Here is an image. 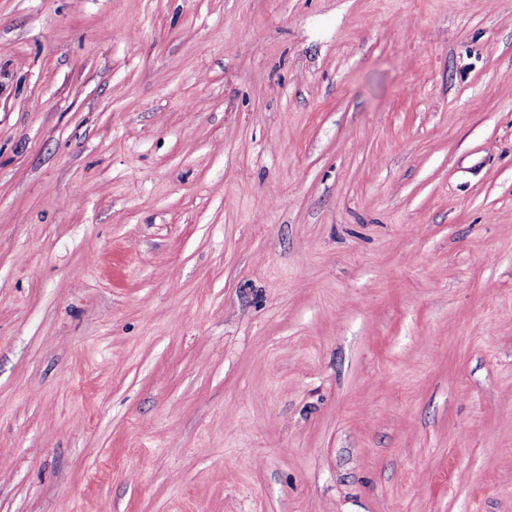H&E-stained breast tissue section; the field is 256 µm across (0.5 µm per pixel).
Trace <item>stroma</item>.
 Returning a JSON list of instances; mask_svg holds the SVG:
<instances>
[{"label": "stroma", "instance_id": "35a3bbf8", "mask_svg": "<svg viewBox=\"0 0 512 512\" xmlns=\"http://www.w3.org/2000/svg\"><path fill=\"white\" fill-rule=\"evenodd\" d=\"M0 512H512V0H0Z\"/></svg>", "mask_w": 512, "mask_h": 512}]
</instances>
